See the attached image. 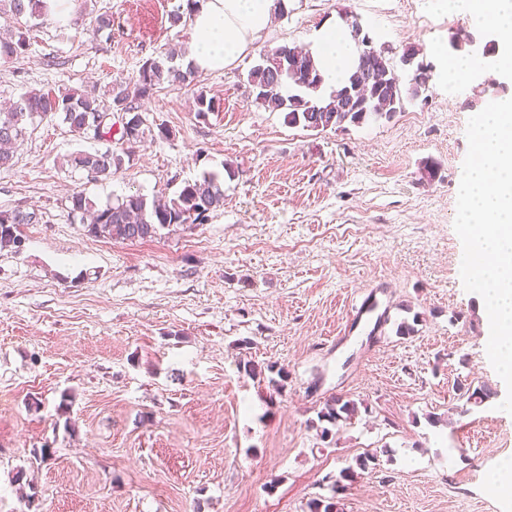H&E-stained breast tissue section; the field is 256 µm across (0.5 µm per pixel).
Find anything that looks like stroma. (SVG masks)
Segmentation results:
<instances>
[{"instance_id": "1", "label": "stroma", "mask_w": 512, "mask_h": 512, "mask_svg": "<svg viewBox=\"0 0 512 512\" xmlns=\"http://www.w3.org/2000/svg\"><path fill=\"white\" fill-rule=\"evenodd\" d=\"M289 2L231 67L141 100L152 132L111 178L67 160L117 142L58 117L30 123L0 169V210L43 216L19 225L21 250H0V512H308L335 496L343 512H502L488 479L512 459V415L453 227L467 122L497 72L436 77L389 121L288 125L248 86L262 50L348 13L439 67L450 30L470 26L430 0ZM179 3L74 0L66 20L0 12V36L31 39L0 60V104L34 89L103 98L160 51L186 53L189 22L169 20ZM102 14L112 27L97 34ZM202 91L220 102L203 120ZM227 167L223 207L153 240L97 239L70 213L76 191L99 207L170 197ZM374 288L390 321L362 331L351 304ZM402 320L413 335H397ZM248 360L284 369L283 391L240 370ZM482 383L493 398L467 403L460 386ZM333 396L359 414L324 441L308 423ZM375 451V468L337 491L341 470Z\"/></svg>"}]
</instances>
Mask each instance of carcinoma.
Instances as JSON below:
<instances>
[{"label":"carcinoma","instance_id":"obj_1","mask_svg":"<svg viewBox=\"0 0 512 512\" xmlns=\"http://www.w3.org/2000/svg\"><path fill=\"white\" fill-rule=\"evenodd\" d=\"M14 16L39 19L49 14L48 0H0V10ZM30 46L28 33L19 31L0 38V58L10 59L26 53ZM418 55L412 45L396 50L389 46H372V57L377 73L388 75L391 84L384 87L380 81L362 79L358 66H353L341 87L326 96L320 91L318 68L310 55L297 47L280 46L261 55V62L248 73L247 83L256 92V100L264 107L285 113V121L308 130L360 126L369 122L390 121L404 108V102L420 98L430 88L434 79V65L422 60L412 61L408 67L407 82L397 74V59L406 50ZM300 56L302 72L280 70L282 64L293 56ZM175 57L171 49L163 56L147 59L134 81L113 82L106 99L77 92H56L52 89L30 91L8 107L0 110V167L13 165L15 152L27 133V120L59 115L70 131L78 132L90 120L108 112L140 115L137 102L152 95L164 85L173 86L191 82L196 71H182L170 65ZM147 124L143 119L134 126L135 135L127 137L125 130L113 132L107 124L99 132V138L110 139L119 135L123 145L119 150L105 152H78L69 159L71 167L84 170L95 178L108 179L121 169L129 148L143 138ZM70 211L85 218V232L95 238L111 240H146L174 224H201L208 214L224 205V183L217 173H204L184 182L171 198L147 199L140 195H128L106 205L94 207L81 192L70 197ZM38 213L0 211V250L18 248L17 226L38 224ZM356 401L335 397L327 400L317 412L318 422L312 423L320 439L332 435L331 428L320 427L327 422L332 428L349 424L358 415ZM378 456L365 454L355 459L356 467H347L341 477L352 478L355 469L365 471L376 465Z\"/></svg>","mask_w":512,"mask_h":512}]
</instances>
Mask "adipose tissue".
Segmentation results:
<instances>
[{
  "label": "adipose tissue",
  "mask_w": 512,
  "mask_h": 512,
  "mask_svg": "<svg viewBox=\"0 0 512 512\" xmlns=\"http://www.w3.org/2000/svg\"><path fill=\"white\" fill-rule=\"evenodd\" d=\"M439 8L454 7L477 28L499 36L496 54L500 71L512 77V0H436ZM276 0H199L191 15L193 31L185 65L199 71L232 66L253 48L273 24ZM322 77L323 90L335 89L344 80L357 55L349 29L329 23L309 43Z\"/></svg>",
  "instance_id": "1"
}]
</instances>
